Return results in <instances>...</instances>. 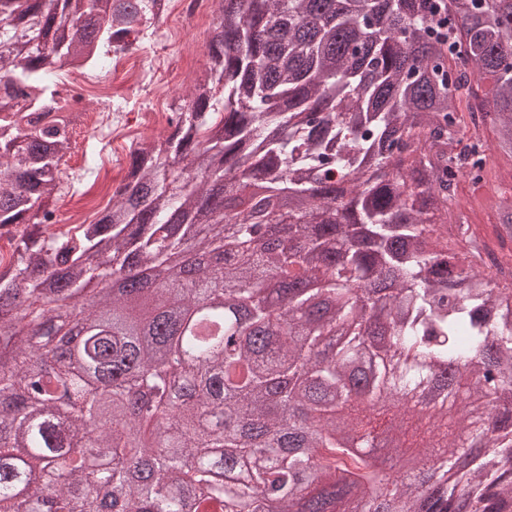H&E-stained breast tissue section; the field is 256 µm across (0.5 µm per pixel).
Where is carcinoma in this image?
Segmentation results:
<instances>
[{"label":"carcinoma","mask_w":512,"mask_h":512,"mask_svg":"<svg viewBox=\"0 0 512 512\" xmlns=\"http://www.w3.org/2000/svg\"><path fill=\"white\" fill-rule=\"evenodd\" d=\"M162 2L0 0V79L48 93L55 59L132 47ZM206 55L171 135L65 230L70 122L0 101V512H501L512 266L485 269L512 253V193L487 232L458 190L512 167V0H221ZM188 252L217 258L188 290L77 305ZM395 399L436 432L415 469L442 464L386 492L327 422L372 435Z\"/></svg>","instance_id":"obj_1"}]
</instances>
